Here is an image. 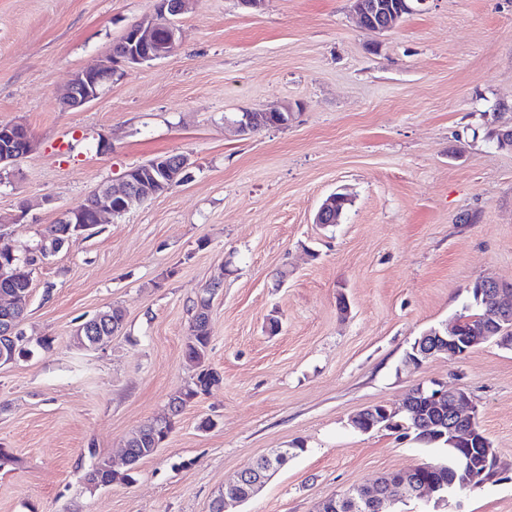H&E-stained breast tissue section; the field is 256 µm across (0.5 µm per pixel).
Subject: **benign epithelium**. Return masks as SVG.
I'll return each mask as SVG.
<instances>
[{
  "mask_svg": "<svg viewBox=\"0 0 512 512\" xmlns=\"http://www.w3.org/2000/svg\"><path fill=\"white\" fill-rule=\"evenodd\" d=\"M351 2L360 27L372 33L390 30L404 12L411 10L404 0L397 6L384 0ZM189 5L190 0H158L153 13L135 22L125 31V35L132 37V43L144 45L150 48L152 53L143 55L134 52L120 61L112 59L110 55L104 57L91 67V70L100 75L99 81L93 84L87 78V70L75 72L62 96L66 105L71 108L85 107L98 98L104 85L120 79L128 69L156 57L169 55L179 39V27L176 21L171 19L170 14L182 15L188 10ZM3 141L6 145L0 146L1 169L13 164V144H21L22 153L25 155L32 150V140L26 127L21 123L0 124V143ZM153 191V182L146 179L133 184L125 178L116 186L100 187L92 208L93 225L110 223L112 219L125 212V202L147 198ZM339 204V197L329 195L319 206L314 223H334L335 217L341 215ZM479 294L483 295L484 303L488 307V317L492 319L497 331H474L462 336L457 321L444 331H427L417 338L416 347L421 349V355L407 362V365L418 367L422 360L437 354H446L454 358L456 354L449 350L451 346H459L469 352L493 340L502 347H512V303L504 302L505 295H512V287L487 277L483 280ZM419 398L427 401L429 408L438 414L440 421L448 422L444 435L448 437V444L453 446L452 461L456 469L466 475L468 484H473L477 479L476 471L479 467L490 471L495 477L500 475L497 454L492 444L485 437L476 435L478 410L466 390L451 388L446 381H433L426 386L419 385L409 393L399 412H414ZM378 412L382 417L388 418L396 411L386 405L370 406L353 415L349 423L356 428L361 415L369 413L374 416ZM472 439L476 440L477 447H458L459 442ZM285 455L286 449L281 448L274 454L264 456L266 465L263 469L250 474H238L235 482L224 487L223 512H229V509L247 500L252 491L261 485L265 474L280 467V461ZM450 495L451 490L442 484L422 485L413 480L409 472L393 473L373 487L358 486L355 494L345 491L336 495V512H356L361 508H368L372 512H386L387 504L393 501L395 496L406 503L415 502L420 512H431L433 506L449 500Z\"/></svg>",
  "mask_w": 512,
  "mask_h": 512,
  "instance_id": "7a95c632",
  "label": "benign epithelium"
}]
</instances>
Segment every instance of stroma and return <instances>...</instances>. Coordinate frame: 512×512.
<instances>
[{"instance_id": "obj_1", "label": "stroma", "mask_w": 512, "mask_h": 512, "mask_svg": "<svg viewBox=\"0 0 512 512\" xmlns=\"http://www.w3.org/2000/svg\"><path fill=\"white\" fill-rule=\"evenodd\" d=\"M156 3L0 0V124L34 140L0 175L6 239L35 244L60 211L157 155L193 162L184 182L34 273L32 352L0 367V448L18 458L0 469V512H209L248 463L296 441L304 452L240 512H316L435 458L348 424L434 379L468 389L506 467L440 512H512V349L403 364L476 279L512 282V150L490 137L512 126V0H427L381 34L358 26L349 0H267L259 12L192 0L169 56L63 108L71 74ZM278 105L294 112L288 127L238 132L242 113ZM101 139L107 150H91ZM340 189L352 199L340 223H315ZM218 277L208 358L223 383L128 469L129 434L166 415L193 375L191 308ZM110 307L122 330L78 347V325ZM101 457L130 479L90 487Z\"/></svg>"}]
</instances>
